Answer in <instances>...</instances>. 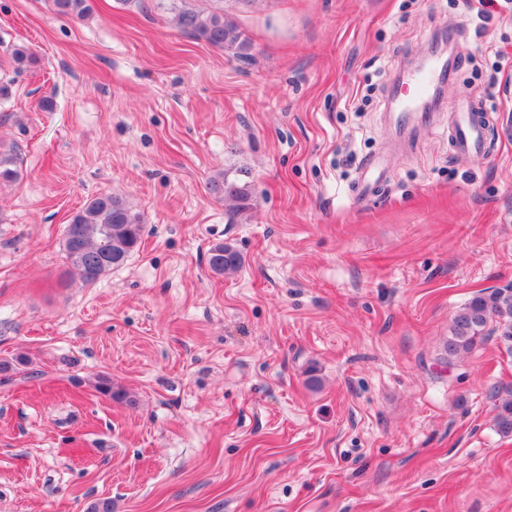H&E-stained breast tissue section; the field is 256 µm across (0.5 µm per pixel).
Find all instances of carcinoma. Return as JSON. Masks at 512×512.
I'll return each instance as SVG.
<instances>
[{
    "instance_id": "obj_1",
    "label": "carcinoma",
    "mask_w": 512,
    "mask_h": 512,
    "mask_svg": "<svg viewBox=\"0 0 512 512\" xmlns=\"http://www.w3.org/2000/svg\"><path fill=\"white\" fill-rule=\"evenodd\" d=\"M57 14L83 19L91 12V0H53ZM177 25L207 43L230 50L240 58L250 56L251 43L224 9H182ZM18 147L0 144V183L20 178ZM211 190L228 204L229 223H236L252 208L247 181L224 173L212 180ZM144 224L140 214L121 197L102 194L87 200L71 218L65 233L70 267L86 283H92L123 265L141 244ZM208 264L216 275L231 276L243 265L239 251L229 243L209 250ZM512 357V287L493 288L473 294L453 314L443 343V363L452 368L489 340ZM494 426L504 438L512 437V386L494 390Z\"/></svg>"
}]
</instances>
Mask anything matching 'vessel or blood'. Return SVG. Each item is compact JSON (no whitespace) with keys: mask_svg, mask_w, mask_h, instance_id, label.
I'll use <instances>...</instances> for the list:
<instances>
[{"mask_svg":"<svg viewBox=\"0 0 512 512\" xmlns=\"http://www.w3.org/2000/svg\"><path fill=\"white\" fill-rule=\"evenodd\" d=\"M449 74L447 60L433 54L424 60L417 72L403 79H394L391 102L399 121H411L433 96L436 84ZM449 112L454 151L460 155L485 152L486 132L477 117L474 103L466 98L456 100Z\"/></svg>","mask_w":512,"mask_h":512,"instance_id":"vessel-or-blood-1","label":"vessel or blood"}]
</instances>
